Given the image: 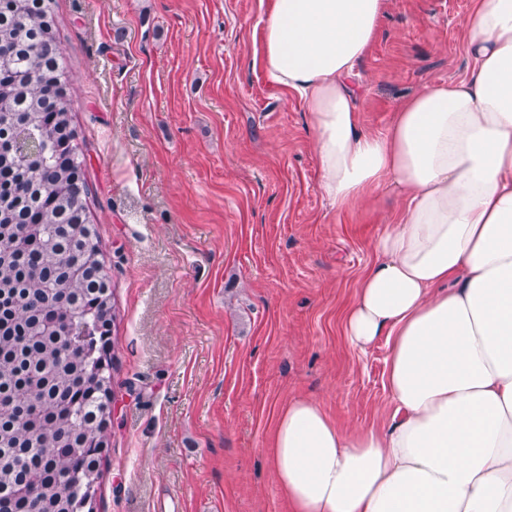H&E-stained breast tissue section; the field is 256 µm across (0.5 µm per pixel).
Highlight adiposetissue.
Returning <instances> with one entry per match:
<instances>
[{
	"mask_svg": "<svg viewBox=\"0 0 512 512\" xmlns=\"http://www.w3.org/2000/svg\"><path fill=\"white\" fill-rule=\"evenodd\" d=\"M386 0H271L260 64L311 115L333 205L386 185L408 200L374 242L344 318L352 347L388 346L395 406L342 431L297 398L272 436L291 512H512V0H475L471 74L363 130L353 84Z\"/></svg>",
	"mask_w": 512,
	"mask_h": 512,
	"instance_id": "1",
	"label": "adipose tissue"
}]
</instances>
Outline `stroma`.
Masks as SVG:
<instances>
[{"label":"stroma","instance_id":"1","mask_svg":"<svg viewBox=\"0 0 512 512\" xmlns=\"http://www.w3.org/2000/svg\"><path fill=\"white\" fill-rule=\"evenodd\" d=\"M269 2L55 0L115 314L96 512H290L270 452L289 401L346 432L392 421L387 346L355 350L343 318L407 200L324 196L310 115L257 62ZM472 3L386 0L364 130L468 76Z\"/></svg>","mask_w":512,"mask_h":512}]
</instances>
